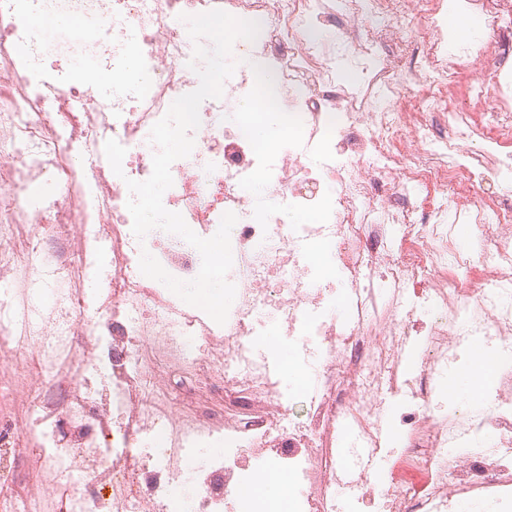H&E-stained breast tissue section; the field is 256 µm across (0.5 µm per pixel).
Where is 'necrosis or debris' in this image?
Segmentation results:
<instances>
[{
	"mask_svg": "<svg viewBox=\"0 0 512 512\" xmlns=\"http://www.w3.org/2000/svg\"><path fill=\"white\" fill-rule=\"evenodd\" d=\"M458 2L487 19L462 54L448 46V0H230L231 15L260 25L235 53L269 60L279 106L303 123L302 147L278 153L264 197L327 194L332 212L297 230L278 214L257 222L239 184L257 159L231 120L255 76L234 74L201 104L164 201L210 235L224 213L237 217L236 302L220 325L144 287L131 265L141 250L185 281L199 254L138 240L125 184L151 175L152 126L199 84L178 16L207 12V0H53L79 26L52 34L30 23L44 0H0V512H181L175 490L212 440L224 451L201 474L193 512H276L253 497L260 471L287 473L292 512H337L342 500L453 512L465 497L512 512V0ZM75 56L111 74V96L66 69ZM102 139L125 147L123 174L104 166L79 185L77 150ZM430 187L447 203H426ZM460 224L481 252L458 242ZM104 235L112 304L95 322L77 286L85 270L70 260ZM317 247L339 281L314 269ZM21 275L54 281L49 312ZM262 326L297 343L289 369L315 378L303 394L272 376L255 343ZM477 345L496 358L483 405L441 413L449 369ZM178 380L218 384L247 411H208L196 393H174ZM298 396L301 424L290 418ZM393 419L401 457L424 479L380 489L372 477ZM345 434L348 459L336 452ZM23 452L35 478L19 483L10 473Z\"/></svg>",
	"mask_w": 512,
	"mask_h": 512,
	"instance_id": "1",
	"label": "necrosis or debris"
}]
</instances>
